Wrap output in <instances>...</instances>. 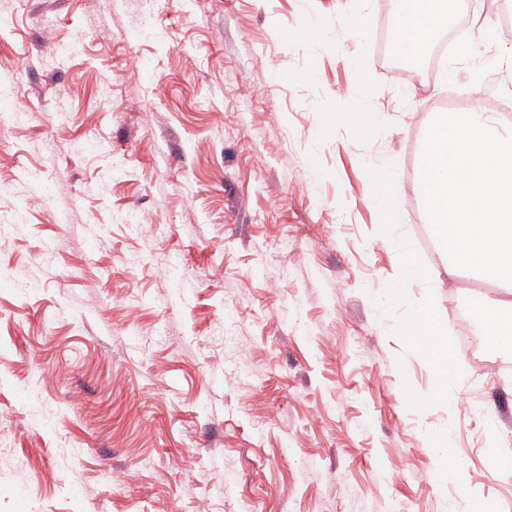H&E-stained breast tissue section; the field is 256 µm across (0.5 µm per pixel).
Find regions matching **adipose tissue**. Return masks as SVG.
Instances as JSON below:
<instances>
[{
  "mask_svg": "<svg viewBox=\"0 0 512 512\" xmlns=\"http://www.w3.org/2000/svg\"><path fill=\"white\" fill-rule=\"evenodd\" d=\"M456 0H395L392 42L397 54L419 56L424 47L452 21Z\"/></svg>",
  "mask_w": 512,
  "mask_h": 512,
  "instance_id": "ef3b65f1",
  "label": "adipose tissue"
}]
</instances>
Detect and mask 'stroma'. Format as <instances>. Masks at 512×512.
<instances>
[{"instance_id": "obj_1", "label": "stroma", "mask_w": 512, "mask_h": 512, "mask_svg": "<svg viewBox=\"0 0 512 512\" xmlns=\"http://www.w3.org/2000/svg\"><path fill=\"white\" fill-rule=\"evenodd\" d=\"M380 2L0 0V77L31 115L0 133V181L43 189L0 230V512L505 506L512 363L466 354L469 404L407 407L433 376L372 301L402 264L365 165L387 158L415 201L444 87L492 74L512 99V64L400 80L376 58ZM477 282L440 272V316ZM448 423L464 470L439 487L423 433Z\"/></svg>"}]
</instances>
